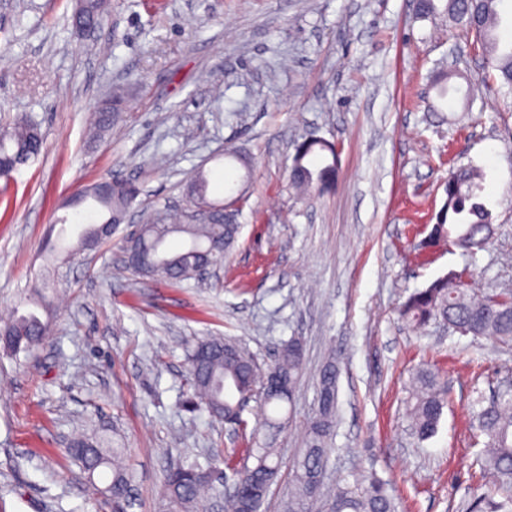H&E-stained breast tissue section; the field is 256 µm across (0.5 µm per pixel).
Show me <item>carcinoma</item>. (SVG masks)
<instances>
[{"label": "carcinoma", "mask_w": 512, "mask_h": 512, "mask_svg": "<svg viewBox=\"0 0 512 512\" xmlns=\"http://www.w3.org/2000/svg\"><path fill=\"white\" fill-rule=\"evenodd\" d=\"M500 0H445L438 6L435 0H418L417 11L423 18L443 14L463 32L474 36L472 47L489 67L497 72L501 87L512 93V48L503 51L495 35ZM109 0H89L85 20L102 24ZM95 125L108 129L121 112V99L112 98V106H94ZM39 125L25 118L0 129V176L8 177L35 158L42 147ZM339 153L336 145L326 139L304 140L296 149L289 167V181L298 196L313 200L329 193L336 181ZM484 173L468 167L449 174L445 185L446 199L434 214V224L427 246L441 242L454 243L471 255L482 250L491 234L492 214L480 201ZM208 173L196 172L189 182L188 197L208 198ZM99 191L83 195L107 213V217L122 215L136 201L140 188L134 183L98 184ZM238 210L229 214L215 211L198 224L187 220L169 224L156 217L141 225V235L135 242L127 241L123 251L130 270L145 277H160L183 281L200 274L203 266L220 259L234 246L239 234L236 222ZM103 244L111 235L100 224L82 228L75 250L90 248V240ZM34 310L17 315L0 326V344L17 355L39 345L48 334V322L40 313H48L50 302L41 290H34L28 299ZM399 316L412 328L432 323L448 326L462 336L492 338L512 346V289L492 288L481 294L462 280L454 270L433 280L427 287L411 293L399 307ZM303 371L301 343L291 339L283 344L267 368L288 379V392L257 389L259 367L253 357L236 343L222 337H210L197 342L189 352V385L191 402L203 407L212 418L246 430L242 417L243 402L248 397L258 400L263 421L258 428L268 434L288 425V407L292 406L298 379ZM336 359L323 365L316 382V414L308 427L307 448L293 468L292 489L283 512H310L314 499L324 489V472L329 465L332 448L330 438L336 426L337 380ZM448 388L439 372L428 367L418 368L412 376V387L406 399V412L412 434L420 441L432 437L447 404ZM479 409L473 412L477 428L486 441L478 464L488 486L477 485L464 512H512V389L507 387L496 396L477 400ZM68 456L78 465L86 479L105 475L101 488L105 497L112 498V512H126L127 491L132 481L122 466L124 449L109 447L105 438L92 434L72 440L66 448ZM252 465H238L229 457L225 466L232 472L241 491L225 499L224 512H259L266 493L277 477L279 462L270 443L251 441L243 449ZM213 470L195 464L179 466L168 472L166 488L172 512H210L222 500L223 483L212 478ZM329 512H398V502L389 493L387 484L374 475L355 478L333 488L328 499Z\"/></svg>", "instance_id": "cac0c4a2"}]
</instances>
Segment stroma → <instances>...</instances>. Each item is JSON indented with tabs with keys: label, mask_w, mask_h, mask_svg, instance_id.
Instances as JSON below:
<instances>
[{
	"label": "stroma",
	"mask_w": 512,
	"mask_h": 512,
	"mask_svg": "<svg viewBox=\"0 0 512 512\" xmlns=\"http://www.w3.org/2000/svg\"><path fill=\"white\" fill-rule=\"evenodd\" d=\"M75 0H0V126L29 117L40 154L0 177V317L31 288L52 301L50 331L30 352L0 350V512H111L66 457L99 429L125 450L128 512H171L167 472L213 463L244 440L190 402L187 347L210 336L270 363L289 338L304 369L279 474L260 512H282L306 446L316 377L339 362L338 420L327 484L373 472L402 512H462L483 446L477 398L512 379V347L415 331L397 309L451 270L473 288H512V95L471 36L418 19L414 0H112L91 35ZM453 69L448 107L434 79ZM120 95V118L89 141L95 101ZM334 142V190L299 199L288 167L305 138ZM252 159L241 232L202 279L157 281L118 258L129 230L75 251L76 225L101 222L67 202L119 174L140 195L135 219L185 207L198 167L223 195L225 149ZM485 174L494 234L476 256L414 246L443 204L449 170ZM434 364L449 403L436 434H411V372Z\"/></svg>",
	"instance_id": "stroma-1"
}]
</instances>
